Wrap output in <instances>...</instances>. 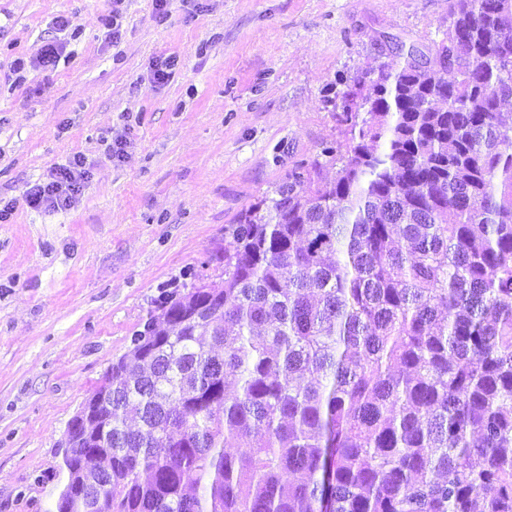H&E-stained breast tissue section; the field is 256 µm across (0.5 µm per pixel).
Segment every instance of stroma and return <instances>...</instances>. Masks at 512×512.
I'll list each match as a JSON object with an SVG mask.
<instances>
[{"label":"stroma","mask_w":512,"mask_h":512,"mask_svg":"<svg viewBox=\"0 0 512 512\" xmlns=\"http://www.w3.org/2000/svg\"><path fill=\"white\" fill-rule=\"evenodd\" d=\"M111 8L0 0V512H48L69 422L162 293L219 280L225 226L345 140L329 84L448 27V0H122L115 34ZM76 154L71 206L30 207Z\"/></svg>","instance_id":"35a3bbf8"}]
</instances>
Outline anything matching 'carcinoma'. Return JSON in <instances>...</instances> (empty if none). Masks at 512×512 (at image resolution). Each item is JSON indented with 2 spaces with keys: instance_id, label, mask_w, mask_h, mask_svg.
<instances>
[{
  "instance_id": "1",
  "label": "carcinoma",
  "mask_w": 512,
  "mask_h": 512,
  "mask_svg": "<svg viewBox=\"0 0 512 512\" xmlns=\"http://www.w3.org/2000/svg\"><path fill=\"white\" fill-rule=\"evenodd\" d=\"M448 18L332 83L336 178L296 165L104 373L99 512H512V0Z\"/></svg>"
}]
</instances>
